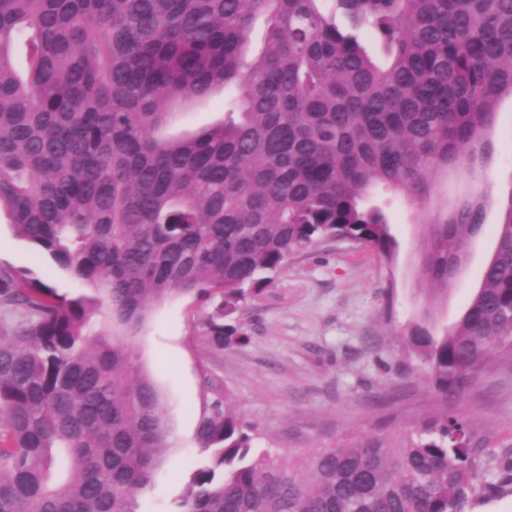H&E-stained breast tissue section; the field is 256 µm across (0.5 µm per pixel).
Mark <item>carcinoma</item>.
<instances>
[{
    "label": "carcinoma",
    "mask_w": 512,
    "mask_h": 512,
    "mask_svg": "<svg viewBox=\"0 0 512 512\" xmlns=\"http://www.w3.org/2000/svg\"><path fill=\"white\" fill-rule=\"evenodd\" d=\"M218 91L222 119L166 134ZM503 96L512 0H0V215L91 291L0 265V512H137L170 447L131 349L152 309L191 295L210 353L246 342L239 313L293 254L336 239L392 258L375 193L418 212L423 276L450 287L492 199L442 215L433 176L485 175ZM103 305L112 334H90ZM411 344L440 411L302 458L256 448L202 368L211 455L182 512H466L476 448L453 407L512 351V203L460 320Z\"/></svg>",
    "instance_id": "cac0c4a2"
}]
</instances>
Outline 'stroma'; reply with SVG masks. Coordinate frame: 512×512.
Segmentation results:
<instances>
[{
    "label": "stroma",
    "instance_id": "1",
    "mask_svg": "<svg viewBox=\"0 0 512 512\" xmlns=\"http://www.w3.org/2000/svg\"><path fill=\"white\" fill-rule=\"evenodd\" d=\"M495 161L487 186L494 198L482 234L448 290L425 283L423 225L402 199L385 210L397 241L393 260L372 247L328 240L294 254L287 267L241 314L247 344L207 358L201 320L206 307L187 296L156 306L132 342L138 364L160 394L172 442L154 487L138 498L139 512H179L184 473L205 460L195 439L200 370L210 364L234 412L255 424L257 447L301 455L348 437L406 427L435 411L428 365L413 348L417 327L432 335L451 330L478 290L492 256L501 208L512 200V98L498 108ZM0 263L71 296L84 285L56 267L0 220ZM480 450L469 512H512V484L487 493L486 474L512 448V352L500 351L457 401Z\"/></svg>",
    "mask_w": 512,
    "mask_h": 512
}]
</instances>
